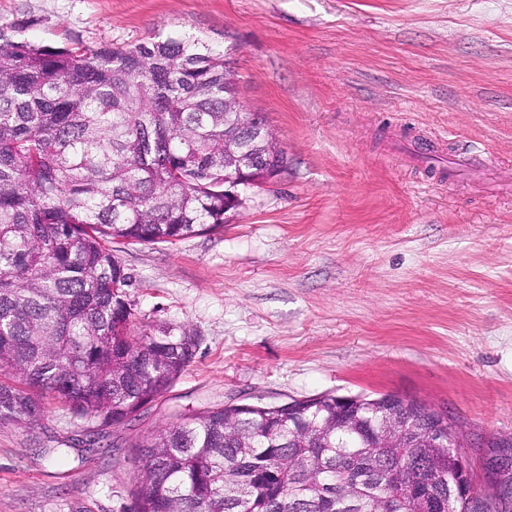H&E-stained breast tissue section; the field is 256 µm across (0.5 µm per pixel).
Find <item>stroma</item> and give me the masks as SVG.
Here are the masks:
<instances>
[{
	"instance_id": "obj_1",
	"label": "stroma",
	"mask_w": 512,
	"mask_h": 512,
	"mask_svg": "<svg viewBox=\"0 0 512 512\" xmlns=\"http://www.w3.org/2000/svg\"><path fill=\"white\" fill-rule=\"evenodd\" d=\"M61 47L189 33L288 155L223 228L118 247L133 335L195 341L173 386L82 445L46 400L0 422V512H129L136 446L214 406L394 394L512 433V0H0ZM500 157L443 186L400 143Z\"/></svg>"
}]
</instances>
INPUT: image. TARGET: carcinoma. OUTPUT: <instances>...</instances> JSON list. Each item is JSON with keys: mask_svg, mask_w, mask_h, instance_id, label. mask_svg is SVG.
Wrapping results in <instances>:
<instances>
[{"mask_svg": "<svg viewBox=\"0 0 512 512\" xmlns=\"http://www.w3.org/2000/svg\"><path fill=\"white\" fill-rule=\"evenodd\" d=\"M224 50L190 36L47 47L0 28V421L44 395L89 422L121 418L179 377L185 331L131 336L129 276L112 244L174 243L224 226L247 137ZM283 172L275 138L250 143ZM435 416L402 399L343 408L205 410L138 444L141 512H427L412 489L454 468Z\"/></svg>", "mask_w": 512, "mask_h": 512, "instance_id": "obj_1", "label": "carcinoma"}]
</instances>
